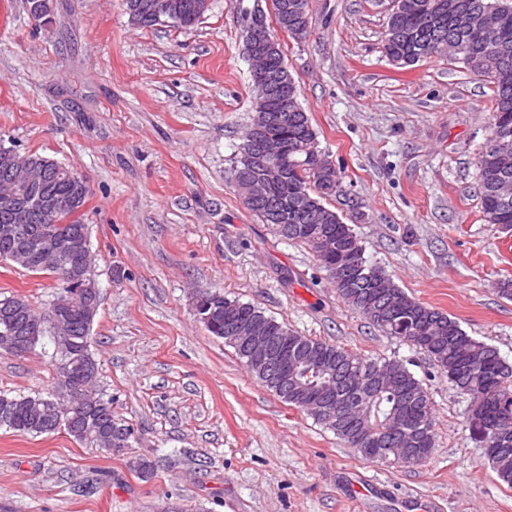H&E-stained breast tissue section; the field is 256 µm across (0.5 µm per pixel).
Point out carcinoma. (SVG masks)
Returning a JSON list of instances; mask_svg holds the SVG:
<instances>
[{
  "label": "carcinoma",
  "mask_w": 512,
  "mask_h": 512,
  "mask_svg": "<svg viewBox=\"0 0 512 512\" xmlns=\"http://www.w3.org/2000/svg\"><path fill=\"white\" fill-rule=\"evenodd\" d=\"M424 1L435 3L400 0L399 9L390 13L383 41L385 56L401 67L413 66L439 55L437 44L449 38L460 48L457 60L492 85L489 135L476 158L478 195L483 219L511 231L512 194L501 196L494 183L506 180L512 184V11L496 16L495 28L477 35L458 26L448 13L435 25L422 26L416 9ZM272 2L281 4L275 26L292 33L301 22L296 9L299 0ZM264 64L262 75L268 78L288 71L281 50L264 58ZM274 90L281 107L288 110V122L266 126L264 135L283 143L278 159L280 173L261 184L262 193L245 201L246 209L270 225L276 235L308 246L343 301L378 330L426 352L450 383L470 396L466 421L471 435L480 443L486 438L497 440L496 455L487 459L498 479L512 485V367L493 347L468 335L455 318L408 295L384 270L367 262L351 226L326 205L327 198L344 194L342 171L332 167L328 156L318 150L317 133L308 113L293 111L298 98L294 78L276 83ZM254 136L252 123L232 166V177L254 174L244 162ZM45 161L50 169L47 186H20L13 199L4 198L0 189V262L11 264L14 255L21 252L24 264L20 268L55 275V271L42 268V218L33 224L10 223L16 207L36 206L48 196L56 206L53 231L69 244L61 262L80 279L58 281L53 295L63 302L60 316L69 327L68 342L40 332L26 349L31 353L39 346L49 355L51 389L26 395L0 390V429L33 436L64 430L83 445L99 448L110 439L112 447L120 449L135 439L134 428L115 421L112 397L102 389L94 395L85 391L89 375L99 372L91 350L93 321L87 318L80 300L68 301V294H78L83 281L93 278L92 269L85 266L84 248L90 245L88 225L83 215L67 206L71 198L89 195V187L76 171L49 157ZM206 297L214 314L205 328L217 338H225L226 309L240 320L265 325L273 336L288 337L289 355L303 364L288 380V388L270 386L268 390L300 409L304 408L300 404L303 397L327 396L340 420V425L327 429L367 460L400 464L404 448L413 450L419 463L429 456L435 444L431 401L422 382L402 361L370 359L302 336L259 308L231 300L220 291L208 292ZM27 313L40 317L43 311L25 296H0V339L26 341L32 335L24 321Z\"/></svg>",
  "instance_id": "carcinoma-1"
}]
</instances>
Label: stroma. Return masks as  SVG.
Segmentation results:
<instances>
[{
    "instance_id": "stroma-1",
    "label": "stroma",
    "mask_w": 512,
    "mask_h": 512,
    "mask_svg": "<svg viewBox=\"0 0 512 512\" xmlns=\"http://www.w3.org/2000/svg\"><path fill=\"white\" fill-rule=\"evenodd\" d=\"M393 0H310V30L278 39L318 145L343 170L328 205L370 264L456 318L512 365V232L485 223L477 153L493 91L446 56L400 68L383 52ZM32 26L0 0V138L73 167L99 290L91 350L119 453L66 432L0 430V512H149L173 493L207 512H512V487L465 425L470 398L422 350L347 306L311 251L275 237L231 181L253 116L239 0L192 29L131 24L124 0H52ZM121 267L114 277L113 267ZM53 279L0 262V293L46 308ZM220 290L301 335L395 358L432 402L435 446L404 467L361 457L255 380L194 312ZM42 354L0 353V389L50 388ZM156 465L142 480L136 465Z\"/></svg>"
}]
</instances>
